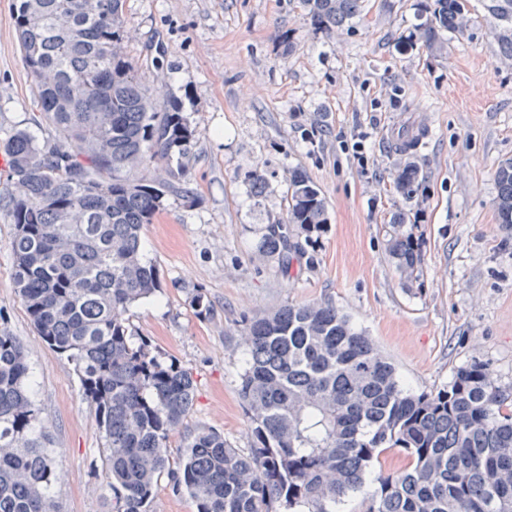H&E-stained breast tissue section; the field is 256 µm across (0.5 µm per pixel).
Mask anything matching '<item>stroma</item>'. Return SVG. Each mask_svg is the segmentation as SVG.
I'll list each match as a JSON object with an SVG mask.
<instances>
[{"mask_svg": "<svg viewBox=\"0 0 512 512\" xmlns=\"http://www.w3.org/2000/svg\"><path fill=\"white\" fill-rule=\"evenodd\" d=\"M14 2L0 0V153L17 130L48 136ZM426 2L363 0L350 27L326 33L310 25L302 0H126V60L147 95L177 104L195 130L175 192L142 233V258L161 286L126 314L135 337L194 380L171 454L203 428L250 447L238 392L243 331L287 304L334 302L413 392L442 388L474 363L512 389V228L495 215V172L512 160V60L500 55L480 0H470L464 35L426 49ZM408 132L422 136L410 156L396 147ZM410 157L421 173L408 198L393 180ZM295 170L320 189L328 222L290 235L286 258L261 256L268 226L287 217ZM398 231L418 245L414 272L390 256ZM13 235L0 211V315L33 368L57 451L59 512H107L94 408L13 287ZM408 462L387 449L341 512H364L376 475Z\"/></svg>", "mask_w": 512, "mask_h": 512, "instance_id": "obj_1", "label": "stroma"}]
</instances>
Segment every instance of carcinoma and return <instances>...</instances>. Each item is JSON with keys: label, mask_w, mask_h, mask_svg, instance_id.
Masks as SVG:
<instances>
[{"label": "carcinoma", "mask_w": 512, "mask_h": 512, "mask_svg": "<svg viewBox=\"0 0 512 512\" xmlns=\"http://www.w3.org/2000/svg\"><path fill=\"white\" fill-rule=\"evenodd\" d=\"M17 0L15 29L50 139L16 131L8 142L13 191L14 288L38 335L74 362L104 437L110 512H153L162 476L197 512H336L365 483L370 463L399 448L412 468L377 477L365 512H512V391L471 364L435 392L404 388L394 365L330 302L286 305L244 330L239 395L253 423L247 451L211 429L180 456L168 439L192 404L194 382L133 341L124 315L159 288L142 261V229L174 190L147 175L181 162L195 131L179 109L152 100L112 42L123 40L124 0ZM466 0H434L419 28L427 48L463 32ZM490 32L512 60V0H485ZM311 25L334 32L362 0H303ZM142 172L136 176L135 172ZM407 162L403 195L419 186ZM498 223L512 227V161L496 171ZM327 223L320 189L295 170L287 223L260 251L284 255L290 226L311 236ZM414 271L413 238L390 243ZM22 346L0 329V512H57L56 450L30 389Z\"/></svg>", "instance_id": "obj_1"}]
</instances>
